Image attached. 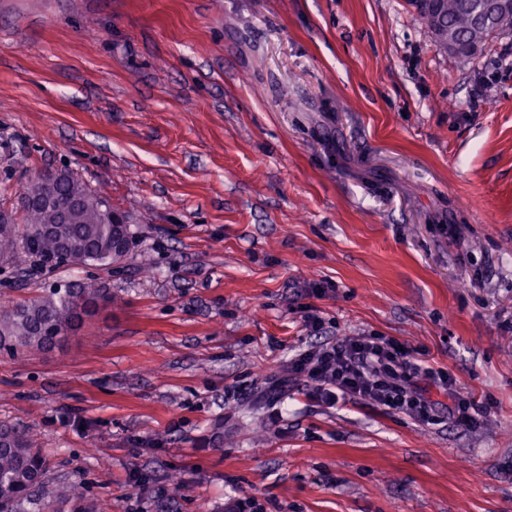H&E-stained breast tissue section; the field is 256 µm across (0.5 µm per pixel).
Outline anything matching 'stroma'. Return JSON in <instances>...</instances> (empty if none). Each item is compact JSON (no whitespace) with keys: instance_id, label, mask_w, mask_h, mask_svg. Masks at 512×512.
Returning <instances> with one entry per match:
<instances>
[{"instance_id":"stroma-1","label":"stroma","mask_w":512,"mask_h":512,"mask_svg":"<svg viewBox=\"0 0 512 512\" xmlns=\"http://www.w3.org/2000/svg\"><path fill=\"white\" fill-rule=\"evenodd\" d=\"M45 169L132 218L116 267L0 263V302L114 298L0 353V422L51 484L101 512H512V36L451 58L406 0H0V205ZM369 334L449 370L480 424L289 376Z\"/></svg>"}]
</instances>
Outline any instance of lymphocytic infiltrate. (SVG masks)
<instances>
[{"label": "lymphocytic infiltrate", "instance_id": "lymphocytic-infiltrate-1", "mask_svg": "<svg viewBox=\"0 0 512 512\" xmlns=\"http://www.w3.org/2000/svg\"><path fill=\"white\" fill-rule=\"evenodd\" d=\"M288 372L303 377L313 396L325 403L333 405L351 396L424 424L446 418L470 427L483 411L474 400L457 393L456 380L447 369L424 365L416 348L395 338L339 339L296 355L288 363ZM434 389L447 396V405L432 400Z\"/></svg>", "mask_w": 512, "mask_h": 512}]
</instances>
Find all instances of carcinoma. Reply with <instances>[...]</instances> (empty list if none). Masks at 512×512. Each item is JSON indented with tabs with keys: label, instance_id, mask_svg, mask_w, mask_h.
<instances>
[{
	"label": "carcinoma",
	"instance_id": "obj_1",
	"mask_svg": "<svg viewBox=\"0 0 512 512\" xmlns=\"http://www.w3.org/2000/svg\"><path fill=\"white\" fill-rule=\"evenodd\" d=\"M476 0H441L440 14L461 48L488 42L476 30ZM44 190L52 199L46 207L11 213L0 219V259L22 256L50 271L63 265L110 267L124 259L112 254V197L90 187L69 170L57 181L36 185L25 181L21 191ZM74 209L73 221L57 223L58 211ZM90 302L87 316L108 307L112 294L93 284L52 288L45 294L0 307V352L12 355L43 351L75 334L83 325L81 302ZM49 462L33 435L0 425V512H96L80 485L44 491Z\"/></svg>",
	"mask_w": 512,
	"mask_h": 512
}]
</instances>
